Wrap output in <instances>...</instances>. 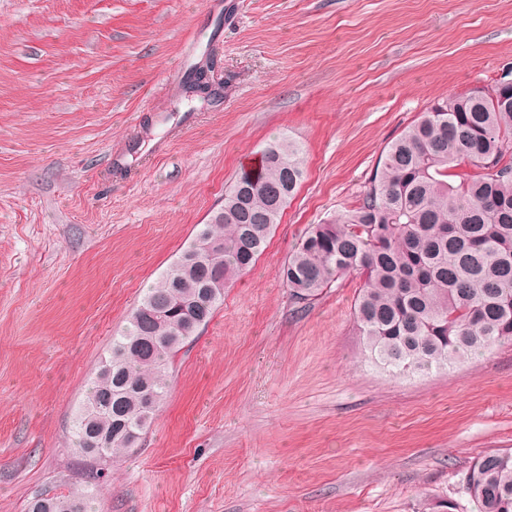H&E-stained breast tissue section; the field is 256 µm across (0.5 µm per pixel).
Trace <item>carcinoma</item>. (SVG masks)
<instances>
[{"mask_svg":"<svg viewBox=\"0 0 512 512\" xmlns=\"http://www.w3.org/2000/svg\"><path fill=\"white\" fill-rule=\"evenodd\" d=\"M506 79L428 107L384 149L357 206L308 228L283 266L308 301L340 278L372 362L399 374L447 369L512 344V97ZM299 146L259 151L195 238L112 339L74 421L80 453L110 461L135 446L170 390L169 359L193 340L246 271L304 178ZM459 183L448 182L451 170ZM462 490L476 512H512V453L479 457ZM28 512H86L77 494L34 499Z\"/></svg>","mask_w":512,"mask_h":512,"instance_id":"obj_1","label":"carcinoma"}]
</instances>
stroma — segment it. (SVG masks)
<instances>
[{"instance_id": "stroma-1", "label": "stroma", "mask_w": 512, "mask_h": 512, "mask_svg": "<svg viewBox=\"0 0 512 512\" xmlns=\"http://www.w3.org/2000/svg\"><path fill=\"white\" fill-rule=\"evenodd\" d=\"M510 71L512 0H0V512H472L469 468L512 451V344L394 374L356 275L299 303L281 269L421 112ZM282 135L304 180L267 249L137 447L90 465L73 421L113 335ZM28 512H86V507L81 495L71 494L36 498Z\"/></svg>"}]
</instances>
